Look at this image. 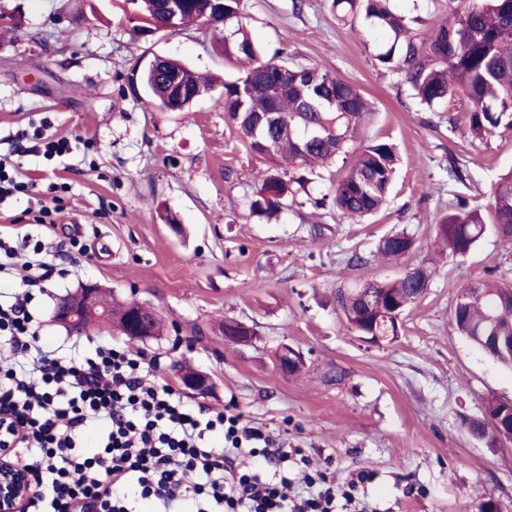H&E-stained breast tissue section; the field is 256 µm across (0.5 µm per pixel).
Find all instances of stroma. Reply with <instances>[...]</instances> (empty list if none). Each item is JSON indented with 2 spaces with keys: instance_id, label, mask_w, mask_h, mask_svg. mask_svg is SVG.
I'll return each mask as SVG.
<instances>
[{
  "instance_id": "stroma-1",
  "label": "stroma",
  "mask_w": 512,
  "mask_h": 512,
  "mask_svg": "<svg viewBox=\"0 0 512 512\" xmlns=\"http://www.w3.org/2000/svg\"><path fill=\"white\" fill-rule=\"evenodd\" d=\"M469 0H393L412 34L429 40L450 11ZM125 0H0V154L9 135L42 127L68 136L72 153L21 157L31 178L0 213V233L46 237L26 210L49 183L67 184L55 240L78 225L80 248L58 259V273L33 304L44 350L93 351L127 343L112 324L71 332L57 324L58 299L85 281L117 303L159 312L160 335L137 341L179 384L184 371L209 376L203 403L242 414L285 448L302 449L314 469L344 484L366 473L357 497L365 512H477L479 499L512 512V446L472 437L466 419L483 400L512 399V369L449 324L462 290L512 283V244L487 235L468 255L437 263L426 294L401 316L398 337L370 343L336 308L353 279L389 281L428 264L435 225L456 196L487 206L500 174L512 169V132L481 139L461 121L466 104H421L376 55L381 38L364 21H337L332 0H241V21L264 56L317 65L349 80L375 115L363 141L395 145L400 163L386 206L357 222L327 196L346 159L306 171L304 192L279 212L254 214L249 202L262 168L224 112L226 81L237 69L212 46L213 33L190 26L137 38ZM177 58L211 75L212 90L188 112L135 97L125 76L141 59ZM459 165L463 182L450 173ZM171 212V229L162 218ZM405 231L416 250L394 265L372 258L380 239ZM370 257L352 268V252ZM255 333L249 345L224 339L225 319ZM298 351V374L280 371L281 345Z\"/></svg>"
}]
</instances>
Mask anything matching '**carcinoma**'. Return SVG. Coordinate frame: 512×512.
<instances>
[{
  "label": "carcinoma",
  "mask_w": 512,
  "mask_h": 512,
  "mask_svg": "<svg viewBox=\"0 0 512 512\" xmlns=\"http://www.w3.org/2000/svg\"><path fill=\"white\" fill-rule=\"evenodd\" d=\"M126 2L130 5L126 18L140 36L164 20L162 0ZM207 5L208 0H179V23L202 22ZM332 8L345 24L355 25L361 15L370 30L388 34L377 60L397 69L422 103L431 107L465 99L464 124L478 138L501 126L512 130V0H470L464 10L449 13L426 47L407 31L390 0H332ZM220 25L224 26V56L244 64L238 78L224 83V112L247 147L265 159V167L255 173L258 191L250 209L272 214L286 206L293 193L291 184L302 181L286 177V171L323 164L345 152L358 138L371 107L354 84L328 70L262 57L239 19V0H224V20L213 27ZM173 69L178 71L183 93L177 111L185 112L208 88L209 80L180 61L158 62L146 97L161 109H170L165 89ZM269 113L274 124L268 127L266 145L262 146L254 128L260 117ZM307 124L319 129L320 139L305 143L291 133ZM397 165L392 144L377 140L360 146L332 186V204L351 219L376 214L386 202ZM490 231L512 243V170L495 182L487 208H471L461 200L443 216L436 225L435 246L450 257L463 256ZM415 248L412 235L397 232L382 238L374 257L381 262L395 261ZM432 275L433 269L423 265L415 268L411 277L339 288L336 306L354 333L395 339L398 315L423 296ZM364 289L372 291L374 304L364 301ZM465 293L469 300L454 311L452 325L482 351L512 368V285L480 284ZM493 336L507 337V344L497 345ZM499 417L512 419V401L488 396L483 400L481 418L467 421L468 431L491 445L511 444L499 426L490 423Z\"/></svg>",
  "instance_id": "obj_1"
}]
</instances>
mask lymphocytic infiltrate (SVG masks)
Here are the masks:
<instances>
[{
  "label": "lymphocytic infiltrate",
  "mask_w": 512,
  "mask_h": 512,
  "mask_svg": "<svg viewBox=\"0 0 512 512\" xmlns=\"http://www.w3.org/2000/svg\"><path fill=\"white\" fill-rule=\"evenodd\" d=\"M63 248L0 237V273L14 261L26 272L24 291L0 304V341L15 356L0 368V411L19 425L14 456L36 488L25 512H137L143 502L152 512H352V495L323 472L315 493L297 497L282 445L241 415L188 404L144 351L118 343L82 358L43 351L33 289ZM95 427L89 454L81 441ZM215 431L223 447L208 445ZM244 456L262 458L272 477L237 472Z\"/></svg>",
  "instance_id": "f902f5d3"
}]
</instances>
